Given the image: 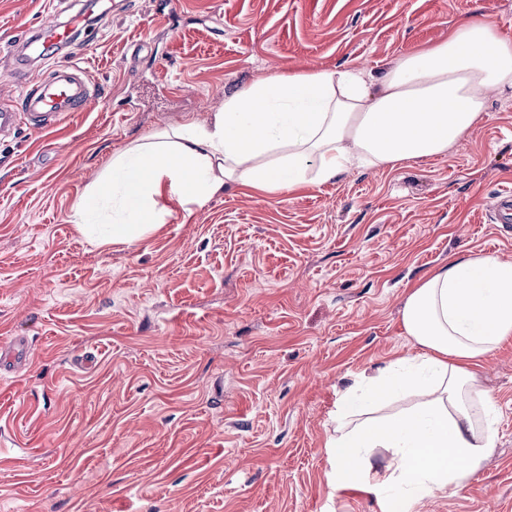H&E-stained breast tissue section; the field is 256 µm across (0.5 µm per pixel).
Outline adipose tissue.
Here are the masks:
<instances>
[{
    "mask_svg": "<svg viewBox=\"0 0 512 512\" xmlns=\"http://www.w3.org/2000/svg\"><path fill=\"white\" fill-rule=\"evenodd\" d=\"M492 89L512 92V38L491 21L454 26L373 82L346 67L266 76L211 119L114 153L74 217L99 243L131 245L163 223V195L200 208L229 182L276 194L441 155L478 122ZM401 320L418 353L346 389L326 442L336 484L369 487L382 512L462 488L493 454L496 406L477 368L512 336V262L450 261L413 288ZM408 393L416 403L391 412Z\"/></svg>",
    "mask_w": 512,
    "mask_h": 512,
    "instance_id": "ef3b65f1",
    "label": "adipose tissue"
}]
</instances>
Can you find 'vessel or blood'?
Instances as JSON below:
<instances>
[{"label": "vessel or blood", "mask_w": 512, "mask_h": 512, "mask_svg": "<svg viewBox=\"0 0 512 512\" xmlns=\"http://www.w3.org/2000/svg\"><path fill=\"white\" fill-rule=\"evenodd\" d=\"M84 10H69L66 20H52L36 27L16 29L8 44L9 55L24 52L27 64H34L43 49L68 47L87 25ZM97 99L86 69L68 61L61 62L49 75L29 76L18 104L0 106V133H8L26 124L36 130L50 131L74 112L89 109Z\"/></svg>", "instance_id": "obj_1"}]
</instances>
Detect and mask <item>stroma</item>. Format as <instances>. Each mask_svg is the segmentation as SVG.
<instances>
[{"mask_svg": "<svg viewBox=\"0 0 512 512\" xmlns=\"http://www.w3.org/2000/svg\"><path fill=\"white\" fill-rule=\"evenodd\" d=\"M58 0H0V37ZM512 37V0H123L68 49L102 95L56 130L0 139V512H381L335 487L340 395L417 353L410 291L449 261H512V93L447 154L280 195L241 184L134 245H96L76 202L114 152L204 121L278 72L381 76L466 20ZM496 448L415 512H512V338L486 356Z\"/></svg>", "mask_w": 512, "mask_h": 512, "instance_id": "35a3bbf8", "label": "stroma"}]
</instances>
